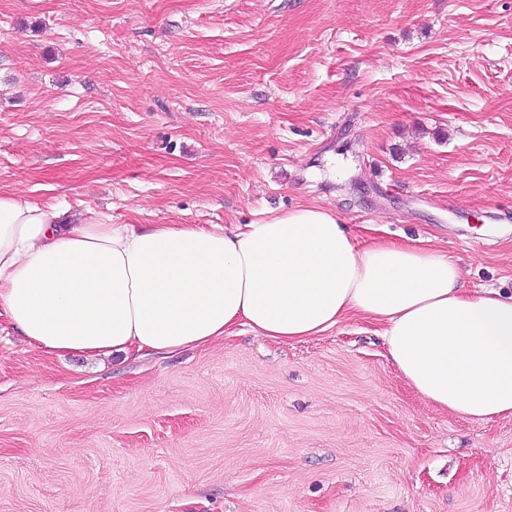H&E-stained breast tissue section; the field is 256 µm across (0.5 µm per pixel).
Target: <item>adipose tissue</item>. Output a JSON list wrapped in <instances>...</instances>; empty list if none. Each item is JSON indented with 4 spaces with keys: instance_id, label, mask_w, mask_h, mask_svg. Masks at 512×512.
<instances>
[{
    "instance_id": "adipose-tissue-1",
    "label": "adipose tissue",
    "mask_w": 512,
    "mask_h": 512,
    "mask_svg": "<svg viewBox=\"0 0 512 512\" xmlns=\"http://www.w3.org/2000/svg\"><path fill=\"white\" fill-rule=\"evenodd\" d=\"M447 254L358 247L337 215L299 207L257 224H114L0 190V316L49 354L168 356L245 326L282 343L350 314L432 404L512 416V296L466 293Z\"/></svg>"
}]
</instances>
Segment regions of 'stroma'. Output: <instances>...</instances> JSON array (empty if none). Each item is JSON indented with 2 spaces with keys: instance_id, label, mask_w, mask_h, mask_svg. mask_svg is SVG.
I'll list each match as a JSON object with an SVG mask.
<instances>
[{
  "instance_id": "1",
  "label": "stroma",
  "mask_w": 512,
  "mask_h": 512,
  "mask_svg": "<svg viewBox=\"0 0 512 512\" xmlns=\"http://www.w3.org/2000/svg\"><path fill=\"white\" fill-rule=\"evenodd\" d=\"M0 188L116 224L303 204L512 294V0H0ZM382 328L48 355L0 318V512H512V417Z\"/></svg>"
}]
</instances>
